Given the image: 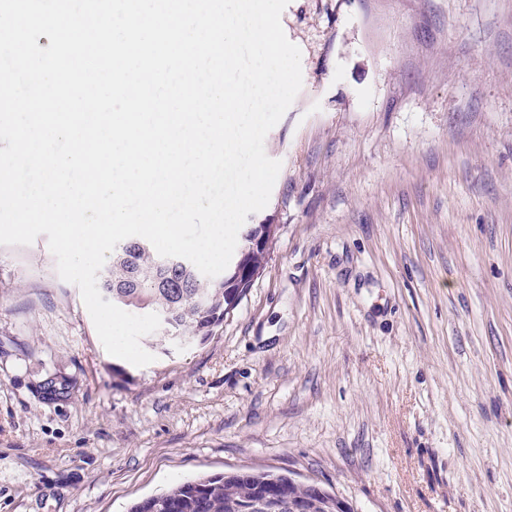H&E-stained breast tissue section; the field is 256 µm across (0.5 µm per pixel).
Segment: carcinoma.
<instances>
[{"label":"carcinoma","instance_id":"obj_1","mask_svg":"<svg viewBox=\"0 0 512 512\" xmlns=\"http://www.w3.org/2000/svg\"><path fill=\"white\" fill-rule=\"evenodd\" d=\"M263 233L262 225L250 226L241 237L240 252L244 266L256 277L264 267L266 251L249 246L250 238ZM157 253L140 247L135 240L120 242L109 263L99 275V290L104 297L142 315L157 311L166 314L165 330L191 341H205L230 313L227 297L244 296L249 285L235 279L234 266L223 272V283L202 275L188 260L173 269L156 265ZM198 292L208 295L206 307L193 304ZM276 480L291 496L307 495L301 485H291L288 477L273 473H230L181 482L161 493V500L144 498L131 506L130 512H245L256 501L263 481Z\"/></svg>","mask_w":512,"mask_h":512}]
</instances>
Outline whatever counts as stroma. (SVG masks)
<instances>
[{
	"label": "stroma",
	"instance_id": "1",
	"mask_svg": "<svg viewBox=\"0 0 512 512\" xmlns=\"http://www.w3.org/2000/svg\"><path fill=\"white\" fill-rule=\"evenodd\" d=\"M266 263L204 342L104 349L46 235L0 245V512L197 477L512 512V0H290Z\"/></svg>",
	"mask_w": 512,
	"mask_h": 512
}]
</instances>
